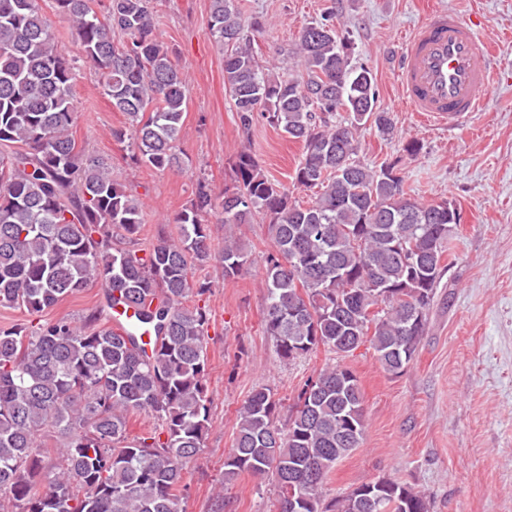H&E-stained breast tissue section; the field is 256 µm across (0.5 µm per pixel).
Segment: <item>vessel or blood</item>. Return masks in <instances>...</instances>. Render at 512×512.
I'll use <instances>...</instances> for the list:
<instances>
[{
  "mask_svg": "<svg viewBox=\"0 0 512 512\" xmlns=\"http://www.w3.org/2000/svg\"><path fill=\"white\" fill-rule=\"evenodd\" d=\"M495 79L487 37L457 12L442 8L430 11L412 31L398 72L405 103L452 127L481 110Z\"/></svg>",
  "mask_w": 512,
  "mask_h": 512,
  "instance_id": "obj_1",
  "label": "vessel or blood"
}]
</instances>
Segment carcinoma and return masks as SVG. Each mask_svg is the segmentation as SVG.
Masks as SVG:
<instances>
[{"label": "carcinoma", "instance_id": "1", "mask_svg": "<svg viewBox=\"0 0 512 512\" xmlns=\"http://www.w3.org/2000/svg\"><path fill=\"white\" fill-rule=\"evenodd\" d=\"M209 32L224 51V87L242 129L260 116L303 144L294 186L300 203L261 172L247 147L232 161L234 185L219 206L226 226L269 218L265 333L281 359L326 348L347 357L368 343L397 375L414 359L445 270L460 213L448 199L408 194L398 162L356 160V133L373 124L375 78L351 61L336 13L306 24L287 51L293 73H273L254 54L234 0H211ZM79 56L63 55L40 0H0V306L33 316L97 279L105 304L78 325L68 317L0 329V512H179L184 470L210 425L205 308L210 288L192 269L215 262L226 279L246 275L250 253L233 236L211 250L205 182L174 218L179 232L144 256L112 242L141 233L142 205L112 179V163L72 133L77 64H91L134 140L132 155L158 169L184 165L180 131L188 85L156 32L152 0H52ZM120 31L126 41L117 43ZM346 117L338 120V113ZM135 313V330L110 325L112 308ZM279 401L255 390L238 411L224 483L247 472L279 488V512H430L424 493L382 477L325 504L320 490L360 447L366 410L360 382L332 365L299 391L288 427ZM146 411L157 430L128 437V414ZM55 457L56 465L48 463ZM296 483L299 499L288 498Z\"/></svg>", "mask_w": 512, "mask_h": 512}]
</instances>
